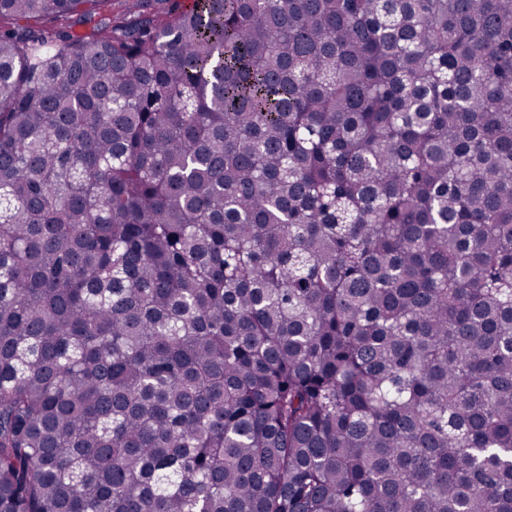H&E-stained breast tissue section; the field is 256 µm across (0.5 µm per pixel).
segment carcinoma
Instances as JSON below:
<instances>
[{
  "label": "carcinoma",
  "instance_id": "obj_1",
  "mask_svg": "<svg viewBox=\"0 0 512 512\" xmlns=\"http://www.w3.org/2000/svg\"><path fill=\"white\" fill-rule=\"evenodd\" d=\"M0 512H512V0H0Z\"/></svg>",
  "mask_w": 512,
  "mask_h": 512
}]
</instances>
